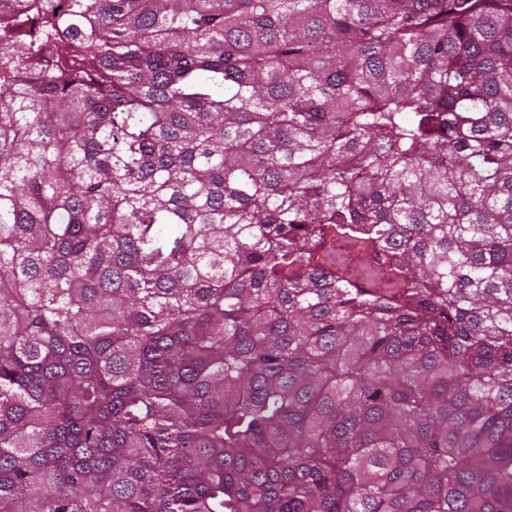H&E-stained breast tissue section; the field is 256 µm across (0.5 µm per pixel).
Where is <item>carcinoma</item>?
I'll use <instances>...</instances> for the list:
<instances>
[{
    "instance_id": "cac0c4a2",
    "label": "carcinoma",
    "mask_w": 512,
    "mask_h": 512,
    "mask_svg": "<svg viewBox=\"0 0 512 512\" xmlns=\"http://www.w3.org/2000/svg\"><path fill=\"white\" fill-rule=\"evenodd\" d=\"M55 2L0 0V512H512V0Z\"/></svg>"
}]
</instances>
